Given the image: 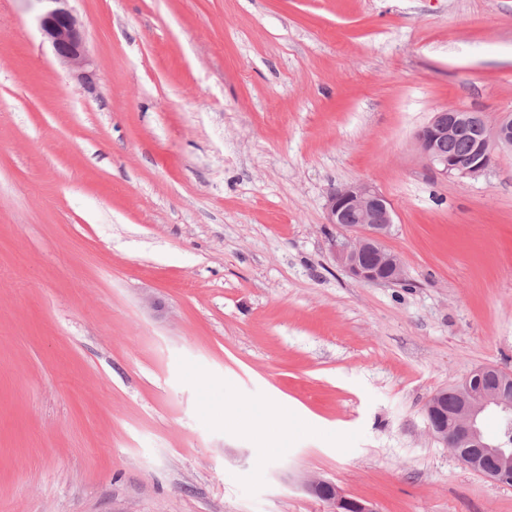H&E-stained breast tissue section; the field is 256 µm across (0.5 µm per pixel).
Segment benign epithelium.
Here are the masks:
<instances>
[{"label": "benign epithelium", "instance_id": "benign-epithelium-1", "mask_svg": "<svg viewBox=\"0 0 512 512\" xmlns=\"http://www.w3.org/2000/svg\"><path fill=\"white\" fill-rule=\"evenodd\" d=\"M47 8L38 17L39 30L55 56L74 69L87 65L85 38L81 24L69 6L70 0H44ZM478 132L475 151L453 156L442 150L448 139L463 130ZM420 154L443 176L477 177L496 162L497 152L512 151V113L499 116L491 125L474 110L445 108L415 133ZM327 223L340 235L331 239L335 261L354 280L394 284L402 280L404 269L397 253L387 247L392 236L393 209L387 197L367 183L333 188L327 196ZM460 400L451 412L436 393L425 405L431 436L451 449L469 470L500 484L512 483V445L502 435L490 439L482 430L488 413L512 430V373L492 366L475 370L460 382ZM304 489L325 502L329 512H377L374 504L346 496L333 482L311 476Z\"/></svg>", "mask_w": 512, "mask_h": 512}]
</instances>
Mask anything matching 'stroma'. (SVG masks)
Returning <instances> with one entry per match:
<instances>
[{"label": "stroma", "mask_w": 512, "mask_h": 512, "mask_svg": "<svg viewBox=\"0 0 512 512\" xmlns=\"http://www.w3.org/2000/svg\"><path fill=\"white\" fill-rule=\"evenodd\" d=\"M90 63L0 0V512H512L424 405L512 372V151L444 177L416 131L512 111V0H72ZM405 276L334 261L331 188ZM326 215L327 224L340 231L331 239V252L350 277L375 284L402 280L401 259L386 245L394 221L383 193L367 183L335 187L327 196ZM304 489L325 502L329 512H377L374 504L365 499L346 496L333 482L311 476L303 481Z\"/></svg>", "instance_id": "obj_1"}]
</instances>
